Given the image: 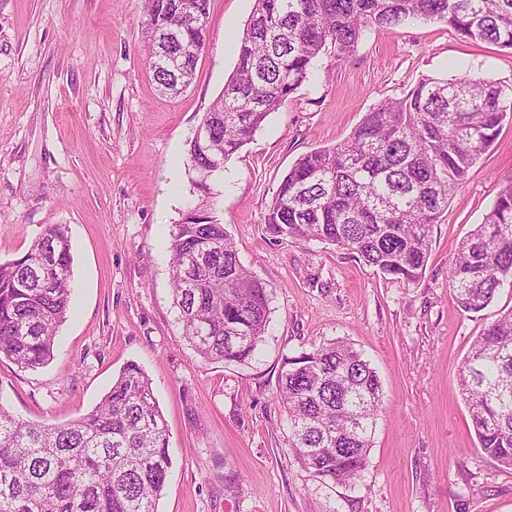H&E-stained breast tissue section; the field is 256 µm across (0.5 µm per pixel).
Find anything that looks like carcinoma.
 <instances>
[{
	"label": "carcinoma",
	"instance_id": "1",
	"mask_svg": "<svg viewBox=\"0 0 512 512\" xmlns=\"http://www.w3.org/2000/svg\"><path fill=\"white\" fill-rule=\"evenodd\" d=\"M210 0H144L145 50L157 86H189ZM436 20L465 42L512 50V0H255L238 63L189 141L185 165L194 205L171 230L170 272L182 336L206 361L245 362L269 319L264 283L240 262L218 218L224 163L308 78L326 46L342 55L370 27ZM512 123V82L462 75L427 78L365 113L352 133L296 160L265 224L275 237L319 240L407 283L425 272L432 230L469 169ZM71 242L49 225L21 257L0 263V357L37 369L53 357L71 305ZM458 306L477 313L512 282V181L460 242L450 269ZM479 448L512 469V310L476 337L457 376ZM276 398L307 469L350 483L367 466L382 387L374 368L343 341L282 362ZM172 465L152 382L127 363L83 417L43 425L0 403V512H158Z\"/></svg>",
	"mask_w": 512,
	"mask_h": 512
}]
</instances>
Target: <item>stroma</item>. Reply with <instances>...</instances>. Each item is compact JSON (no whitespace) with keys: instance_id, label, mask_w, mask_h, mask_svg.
Returning <instances> with one entry per match:
<instances>
[{"instance_id":"stroma-1","label":"stroma","mask_w":512,"mask_h":512,"mask_svg":"<svg viewBox=\"0 0 512 512\" xmlns=\"http://www.w3.org/2000/svg\"><path fill=\"white\" fill-rule=\"evenodd\" d=\"M254 0H211L193 83L158 91L142 0H0V262L47 225L72 247V310L53 358L0 359V404L61 424L92 411L122 367L153 382L172 465L158 512H512V469L478 446L456 379L512 284L477 313L449 283L461 240L512 180V124L470 169L433 229L421 279L383 278L349 250L273 237L282 177L346 138L365 112L421 79L512 81V51L445 24L368 28L355 52L326 48L308 79L224 168L218 215L244 267L265 283L269 325L244 363L206 361L172 303L169 241L192 196L187 143L237 63ZM351 343L383 391L368 466L355 484L317 477L288 446L276 399L285 357Z\"/></svg>"}]
</instances>
